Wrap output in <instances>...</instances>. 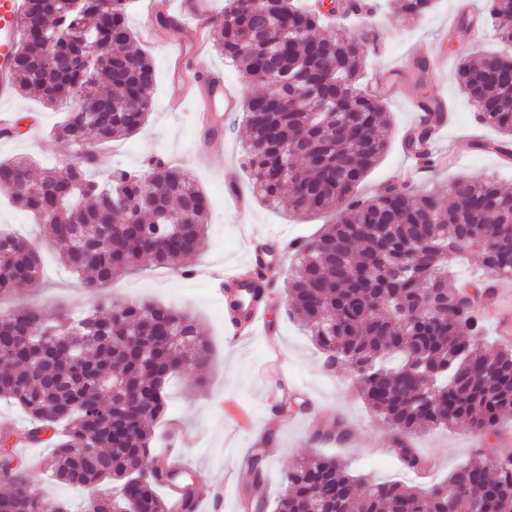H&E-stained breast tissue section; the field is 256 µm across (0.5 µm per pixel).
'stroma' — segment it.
<instances>
[{"mask_svg": "<svg viewBox=\"0 0 512 512\" xmlns=\"http://www.w3.org/2000/svg\"><path fill=\"white\" fill-rule=\"evenodd\" d=\"M149 0H132L128 24L138 44L146 49L154 63L156 83L153 106L148 120L137 133L112 141L100 150L102 170L114 168L137 169L152 155L187 167L207 197V244L202 252L188 259L192 268L208 265L231 266L243 261L248 253L240 227L250 224L254 230L281 233L296 239L312 236L324 225L334 223L332 212H315L304 217L272 206L260 197H253L246 215L234 213L224 199V169L233 165L243 167V147L248 135L242 112L225 114L222 128L224 147L206 150L196 131L192 107L179 111L167 107L170 62L179 46L188 44L189 32L170 40L149 35L143 25V15ZM372 16L351 15L337 20L333 28L337 35L356 37L372 30L381 39V52L369 54L365 71L383 67L400 71L401 77L392 87L385 102L390 123L387 148L357 188L358 195L371 198L391 183L395 172L409 165L410 160L400 145V138L412 125L414 114L408 99L427 94L443 98L452 108L453 122L446 137L478 139L496 142L500 132L481 123L456 81L461 60L497 50L499 44L490 28H482L480 36H472L466 25L454 24L453 17L461 6L482 9L484 0H433L430 10L417 20L400 16L395 0H376ZM427 41L436 53L446 56L448 68L442 81L428 80L418 84L411 80L419 60L418 45ZM187 68H209L220 72L224 81L239 100L259 93L257 85L241 81L235 67L215 49H208L206 58L185 53ZM13 110L21 135L12 140H0V159L18 156L36 158L40 166L56 168L66 173L74 159V149L50 135L63 119L62 110L44 104L40 99L15 94L7 104ZM495 175L507 189L512 190V162H503L499 155L472 149L455 164L437 169L423 182L414 186L415 194L430 191L447 192L456 179H479ZM5 224L29 236L38 248L43 265V278L38 287L20 288L0 298V311L8 312L25 306L40 308L52 316L63 307L74 311L90 310L95 306L82 281L68 272L57 249L40 237L33 218L12 205L0 203V225ZM295 267L294 254H284L272 268L269 277L275 299L268 309L269 322L280 333V351L288 369V384L310 392L316 407L328 414L341 416L351 431L347 443H318L312 441L313 416L304 413L295 422L284 425L270 411L273 389L265 378L266 349L263 338L251 343L231 345L224 335V302L216 289L205 280L183 276L173 270L140 261L138 266L102 288L101 296L112 304L139 299L167 303L193 314L203 327L212 349L210 365L204 374V386H197L194 372H184L167 385L168 410L155 426L157 446H164L169 434L180 438L179 458L191 468L222 483V504L219 512H235V504L244 493V486L226 483L224 473L237 460L256 449H264L269 466L264 481L267 502H274L282 487V477L297 461L322 453L341 460L355 475L372 482H399L408 486L431 484L447 479L459 465L478 456L489 461L500 452L512 449V416L507 415L492 433L478 434L468 429L425 430L411 435L412 447L428 459L430 467L424 472L406 469L392 451L393 434L361 401L348 371L325 370L322 356L298 321L285 313L286 286ZM242 408L241 416L226 414L227 403ZM275 431L272 447L262 448L261 439L267 431ZM48 446L20 447L18 456L35 483L45 503V512H54L58 503L79 507L87 497L85 489L50 482L43 472Z\"/></svg>", "mask_w": 512, "mask_h": 512, "instance_id": "1", "label": "stroma"}]
</instances>
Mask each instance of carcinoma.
<instances>
[{"instance_id":"cac0c4a2","label":"carcinoma","mask_w":512,"mask_h":512,"mask_svg":"<svg viewBox=\"0 0 512 512\" xmlns=\"http://www.w3.org/2000/svg\"><path fill=\"white\" fill-rule=\"evenodd\" d=\"M431 6L397 3L409 19ZM325 17L322 5L303 0H224L211 31L242 78L265 86L244 104L254 192L296 214L338 212L316 238L294 242L287 310L304 321L326 369L351 373L362 401L397 435L401 461L423 471L427 459L404 438L426 427L488 432L512 414V345L484 343L468 285H449L475 224L490 226L478 247L484 275L512 276V192L490 176L460 178L446 198L403 186L357 199L387 146L385 98L363 86L376 35H323ZM483 19L511 48L512 7L489 0ZM133 39L128 0H26L19 27L15 89L67 109L53 136L77 148L78 159L65 175L44 168L38 178L31 159L1 161L0 184L13 187L10 201L37 219L90 289L144 258L187 275L180 262L206 243V199L185 168L152 159L143 171L96 174L93 146L136 132L151 110L154 63ZM456 79L479 120L505 135L498 151L512 158V55L464 60ZM418 105L431 123L410 134L409 153L444 168L448 160L429 149L442 106L424 94ZM163 208L180 217L177 226ZM42 277L35 246L0 231V292L33 288ZM421 305L430 316L414 314ZM210 357L196 319L160 304L100 305L79 318L37 308L0 315V398L29 423L21 434L0 428V476L10 484L0 512H42L14 438L54 441L47 472L58 482L114 484L85 512H168L158 493L167 484L183 512H194V482L152 452L150 424L166 411L165 384L188 368L204 372ZM311 439L345 443L350 432L339 422L318 425ZM268 465L260 450L247 457L253 486ZM318 495L321 512H512V450L413 487L370 483L333 457L312 458L285 472L273 512H310Z\"/></svg>"}]
</instances>
